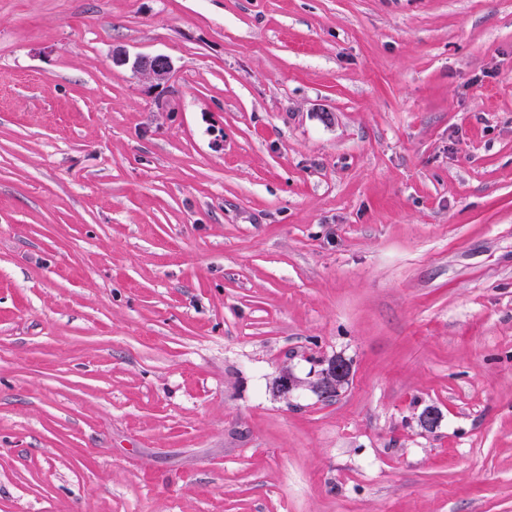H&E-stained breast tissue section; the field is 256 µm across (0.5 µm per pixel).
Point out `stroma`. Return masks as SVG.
<instances>
[{"label":"stroma","mask_w":512,"mask_h":512,"mask_svg":"<svg viewBox=\"0 0 512 512\" xmlns=\"http://www.w3.org/2000/svg\"><path fill=\"white\" fill-rule=\"evenodd\" d=\"M0 512H512V0H0ZM132 68L159 87L168 83L174 70L172 60L165 55L137 56ZM338 368H345L342 375L337 376L339 383L345 382L350 373V365L340 357H336V371ZM336 371L324 369L317 374V379L313 384L316 392L322 399H329L336 395L339 385L336 383Z\"/></svg>","instance_id":"obj_1"}]
</instances>
